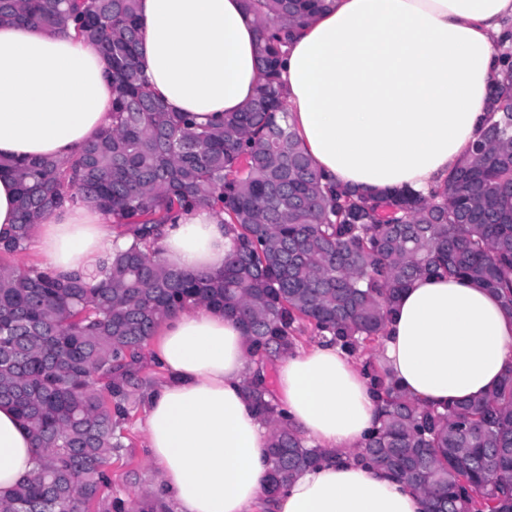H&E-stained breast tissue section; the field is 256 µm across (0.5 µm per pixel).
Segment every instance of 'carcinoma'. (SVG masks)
Instances as JSON below:
<instances>
[{"label": "carcinoma", "instance_id": "carcinoma-1", "mask_svg": "<svg viewBox=\"0 0 512 512\" xmlns=\"http://www.w3.org/2000/svg\"><path fill=\"white\" fill-rule=\"evenodd\" d=\"M324 0H245L259 24L265 83L220 126L170 112L138 66V0H0V22L74 29L111 63L112 126L67 161L0 160L18 188L19 224L0 255L26 249L32 227L91 202L112 216L125 249L90 277L0 264V402L11 405L39 453L37 473L0 512H71L112 484L125 447L120 423L145 382V349L165 316L192 305L237 317L256 372L245 394L270 429L272 494L324 453L284 421L267 366L306 329L355 354L379 343L402 290L438 270L498 293L512 312V54L490 93L499 115L429 196L410 189L326 193L296 148L280 62L292 27ZM218 207L233 245L224 268L166 267L158 230L186 208ZM381 425L357 457L428 499V512H512V372L485 396L442 412L420 406L379 369ZM112 512H159L141 495Z\"/></svg>", "mask_w": 512, "mask_h": 512}]
</instances>
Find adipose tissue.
Segmentation results:
<instances>
[{
  "instance_id": "adipose-tissue-1",
  "label": "adipose tissue",
  "mask_w": 512,
  "mask_h": 512,
  "mask_svg": "<svg viewBox=\"0 0 512 512\" xmlns=\"http://www.w3.org/2000/svg\"><path fill=\"white\" fill-rule=\"evenodd\" d=\"M283 61L289 122L317 171L368 193L443 184L487 125L495 45L512 0H328ZM139 66L172 112L198 123L241 111L264 82L258 24L243 0H138ZM110 63L74 36L0 25V158L66 161L112 123ZM224 215L199 209L163 227L162 262L223 268ZM45 266L94 273L112 228L94 205L36 226ZM166 382L144 396L150 494L168 512H426L422 493L355 459L379 419L363 364L316 339L277 362L290 426L325 460L268 495L269 427L244 383L254 366L239 322L198 306L163 319L152 353ZM377 365L422 406L484 395L512 370V314L500 296L445 275L415 279L386 326ZM38 460L15 410L0 404V500Z\"/></svg>"
}]
</instances>
